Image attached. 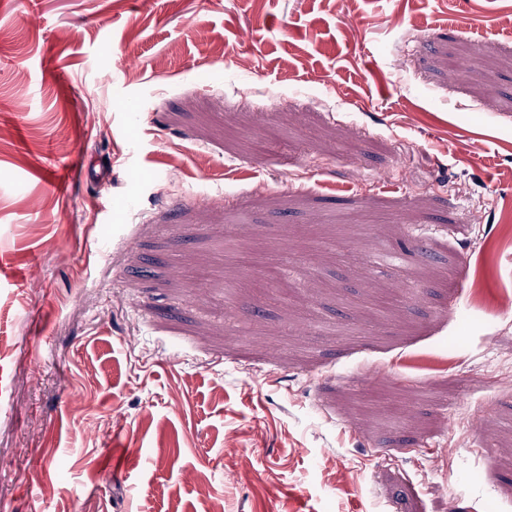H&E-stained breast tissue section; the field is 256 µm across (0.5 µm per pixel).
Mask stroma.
<instances>
[{
    "mask_svg": "<svg viewBox=\"0 0 512 512\" xmlns=\"http://www.w3.org/2000/svg\"><path fill=\"white\" fill-rule=\"evenodd\" d=\"M508 215L512 0H0V512H512Z\"/></svg>",
    "mask_w": 512,
    "mask_h": 512,
    "instance_id": "stroma-1",
    "label": "stroma"
}]
</instances>
